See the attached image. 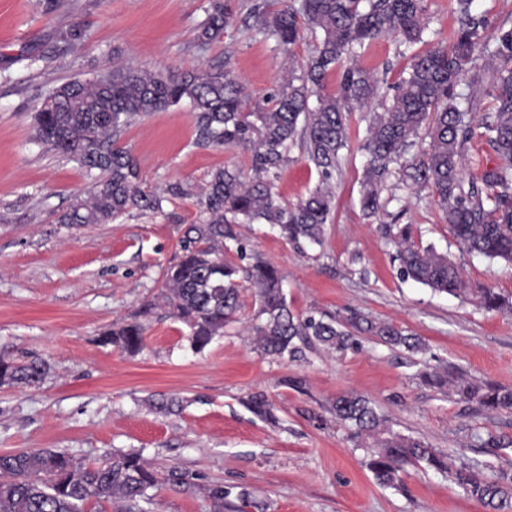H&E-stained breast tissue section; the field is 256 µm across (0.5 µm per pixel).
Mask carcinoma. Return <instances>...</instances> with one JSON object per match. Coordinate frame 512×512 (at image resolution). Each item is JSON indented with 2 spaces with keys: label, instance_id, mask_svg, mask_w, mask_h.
Instances as JSON below:
<instances>
[{
  "label": "carcinoma",
  "instance_id": "cac0c4a2",
  "mask_svg": "<svg viewBox=\"0 0 512 512\" xmlns=\"http://www.w3.org/2000/svg\"><path fill=\"white\" fill-rule=\"evenodd\" d=\"M455 12L459 25L452 45L439 43L413 54L390 103L371 116L361 146L366 161L360 203L366 214H378L386 206L381 197L386 182L396 174L411 191L432 190L462 251L512 262V29L499 31L485 64L496 82L493 107L482 117V128L500 163L467 179L463 169L474 128L454 89L483 49L488 21L473 9V0H456ZM232 17L223 0H212L201 40L219 37ZM254 22L284 47L296 43L303 24L323 33L306 62L288 58V80L255 102L227 67L176 75L117 68L63 83L37 103L35 137L94 174L87 196L75 198L58 223L110 224L132 209H160L161 199L142 186L134 157L117 144V137L133 120L187 99L199 140L251 152L249 173L224 167L211 174L200 199L209 219L188 225L181 255L165 273V305L188 328L193 351L203 352L224 335V328L236 320L241 288L246 287L255 304L251 331L264 355L293 360L318 346L343 352L359 335L392 348L425 352L419 337L361 311L351 310L342 318L293 313L283 292L284 275L259 256L246 265L224 262V251L233 245L240 257H247L238 231L243 224H268L299 247L323 244L334 208L331 181L348 147L350 113L369 106L379 92L378 78L356 63L355 49L385 36L396 37L408 49L423 42L424 0H285L276 14L255 9ZM334 70L339 81L336 91L328 93L324 83ZM424 141L427 146L420 154L408 156ZM295 145L303 149L319 183L307 197L288 205L274 192L273 178ZM384 234L396 249L402 276L485 312H512L511 301L490 287L469 283L447 255L416 246L413 225L387 224ZM145 331L133 319L103 333L102 342L136 353L143 348ZM49 373L50 365L43 360L0 358V386H37ZM421 378L429 386L448 387L458 400L480 410L512 412L511 388L475 384L451 366L443 372L426 370ZM248 407L260 417L273 418L262 392L250 396ZM330 413L366 449L367 467L379 484L395 487L406 466L423 463L448 474L468 496L491 508H512V477L504 474L500 481L488 482L470 468L454 467L450 457L427 442L393 431L370 399L343 393L332 402ZM193 478L177 467L161 474L135 452H115L95 466L65 450L3 453L0 512H87L93 500L115 505L116 512H148L151 491L160 484L190 489ZM207 493L214 512H224L231 491L213 484Z\"/></svg>",
  "mask_w": 512,
  "mask_h": 512
}]
</instances>
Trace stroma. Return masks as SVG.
Here are the masks:
<instances>
[{
	"label": "stroma",
	"mask_w": 512,
	"mask_h": 512,
	"mask_svg": "<svg viewBox=\"0 0 512 512\" xmlns=\"http://www.w3.org/2000/svg\"><path fill=\"white\" fill-rule=\"evenodd\" d=\"M212 0H0V357L45 360L36 387H0V454L66 450L86 464L116 451L137 452L157 470L196 474L192 489L163 486L154 512H213L205 488L248 491L243 512H490L448 475L409 468L398 488L379 486L346 428L329 412L336 395L369 398L395 432L427 441L456 465L485 479L512 475V448H479L475 433L512 441V413H486L424 384L417 356L373 337L345 352L318 348L304 360L255 351L248 333L254 303L244 294L237 322L204 352L161 300L164 271L176 261L188 225L207 221L199 203L211 173L247 168L241 147L199 144L193 108L184 102L141 118L120 135L135 156L145 188L162 199L157 212L134 211L109 224H61L57 218L92 178L81 165L38 141L34 101L57 85L118 67L176 74L231 65L254 97L281 84L289 59L305 60L316 37L303 30L291 50L260 33L250 12L280 0H227L233 22L218 39L198 38ZM427 43H451L455 0H426ZM79 25L83 36L61 40ZM357 63L376 72L379 93L409 66L394 38L358 49ZM367 122L353 112L349 148L332 185L335 209L323 246L299 252L266 224L241 228L247 248L285 276L298 314L341 316L357 309L396 324L428 346L432 367L461 368L476 383L512 387V312L487 313L399 274L385 224L417 227L461 265L467 280L512 300V264L470 255L456 245L431 191H402L374 217L363 213L358 146ZM318 183L300 147L278 173L275 191L295 203ZM141 315L145 345L130 354L102 343L113 325ZM265 392L274 421L246 402ZM176 398L169 414L149 400Z\"/></svg>",
	"instance_id": "obj_1"
}]
</instances>
